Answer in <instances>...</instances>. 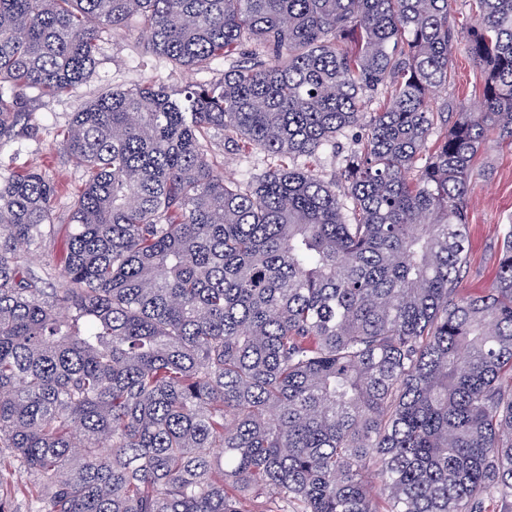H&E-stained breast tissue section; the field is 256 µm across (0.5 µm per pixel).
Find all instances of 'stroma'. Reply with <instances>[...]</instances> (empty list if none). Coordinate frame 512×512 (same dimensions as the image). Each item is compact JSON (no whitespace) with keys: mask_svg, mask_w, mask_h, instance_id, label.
Here are the masks:
<instances>
[{"mask_svg":"<svg viewBox=\"0 0 512 512\" xmlns=\"http://www.w3.org/2000/svg\"><path fill=\"white\" fill-rule=\"evenodd\" d=\"M141 43L120 34L103 35L94 74L78 90L56 96H36L32 127L14 141L0 147V163L9 170L33 167L42 170L57 186L53 220L67 224L73 197L82 188L85 177L69 165L60 151L58 133L68 124L73 112L80 110L106 85L131 87L153 83L181 90L205 83L223 74L224 61H216L212 70L195 71L175 66L157 57L141 54ZM482 71L465 48H457L453 78L431 102L433 111L443 112L448 102L463 103L470 109L480 104ZM474 190L469 197L468 257L459 286L473 294L490 288L498 269L501 228L512 214V148L494 147L472 162Z\"/></svg>","mask_w":512,"mask_h":512,"instance_id":"stroma-1","label":"stroma"}]
</instances>
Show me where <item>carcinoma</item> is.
<instances>
[{"label":"carcinoma","instance_id":"carcinoma-1","mask_svg":"<svg viewBox=\"0 0 512 512\" xmlns=\"http://www.w3.org/2000/svg\"><path fill=\"white\" fill-rule=\"evenodd\" d=\"M455 2L0 0V146L107 32L230 61L73 113L58 273L22 253L56 186L0 180V512H512V224L493 286L456 288L472 161L512 145V0L460 30ZM461 40L482 104L440 128ZM360 126L340 182L305 163ZM213 129L280 164L224 178Z\"/></svg>","mask_w":512,"mask_h":512}]
</instances>
